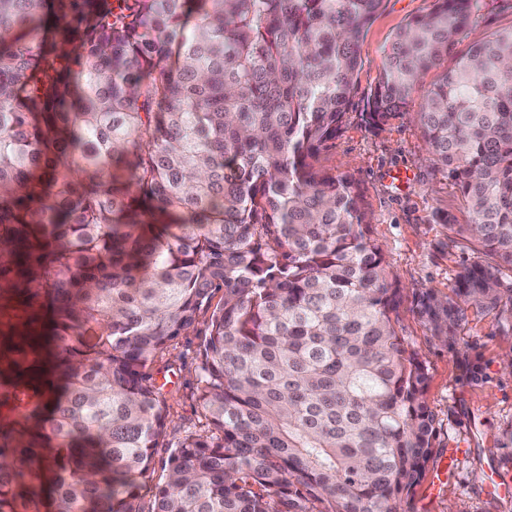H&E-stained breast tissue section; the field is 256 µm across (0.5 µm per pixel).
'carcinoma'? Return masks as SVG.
<instances>
[{"mask_svg": "<svg viewBox=\"0 0 512 512\" xmlns=\"http://www.w3.org/2000/svg\"><path fill=\"white\" fill-rule=\"evenodd\" d=\"M385 0H0V512H410L434 455L428 367L362 193L319 156ZM486 0L384 47L381 130ZM416 119L478 253L416 313L512 332V28ZM208 310V417L154 477L157 357Z\"/></svg>", "mask_w": 512, "mask_h": 512, "instance_id": "obj_1", "label": "carcinoma"}]
</instances>
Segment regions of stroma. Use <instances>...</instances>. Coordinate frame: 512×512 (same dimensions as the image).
<instances>
[{"label":"stroma","instance_id":"35a3bbf8","mask_svg":"<svg viewBox=\"0 0 512 512\" xmlns=\"http://www.w3.org/2000/svg\"><path fill=\"white\" fill-rule=\"evenodd\" d=\"M435 0H386L368 28L364 64L350 99V117L342 132L323 150L318 165L332 174L352 175L364 193L371 235L383 247L390 271L401 288L400 330L430 372L427 403L435 416L437 453L430 461L411 512H512V494L493 493L496 482L512 484L504 470L503 431L512 426V370L503 358L512 351V334H504L493 317L469 315L455 343L435 341L415 312L414 296L422 290L447 293L460 268L476 254L464 239H450L448 224H467L471 215L452 182L427 161V145L412 114L418 111L440 70L418 83L409 113L373 133L361 124L368 88L383 66V49L393 33L416 15L429 12ZM447 223L436 222V214ZM206 328L179 336L153 372L167 381L170 425L158 459L187 432L205 428V411L196 398L200 374L197 346ZM458 449L449 457V449Z\"/></svg>","mask_w":512,"mask_h":512}]
</instances>
